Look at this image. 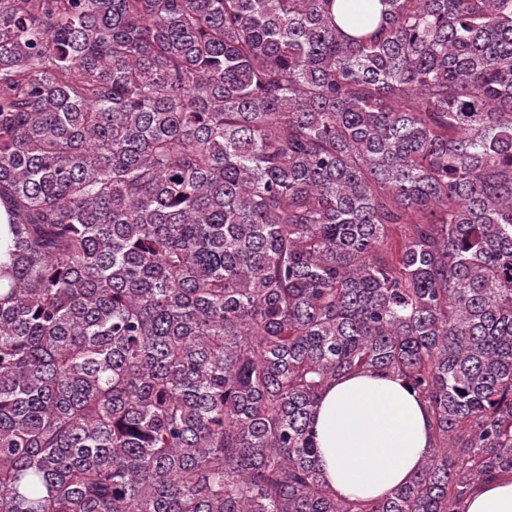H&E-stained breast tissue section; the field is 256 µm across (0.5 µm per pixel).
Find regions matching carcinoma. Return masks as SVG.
Wrapping results in <instances>:
<instances>
[{
  "instance_id": "cac0c4a2",
  "label": "carcinoma",
  "mask_w": 512,
  "mask_h": 512,
  "mask_svg": "<svg viewBox=\"0 0 512 512\" xmlns=\"http://www.w3.org/2000/svg\"><path fill=\"white\" fill-rule=\"evenodd\" d=\"M0 0V512H465L512 475V0ZM402 380L432 448L326 483ZM321 469L342 497L377 499L413 477L432 446L426 406L398 379L350 374L314 418Z\"/></svg>"
}]
</instances>
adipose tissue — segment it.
<instances>
[{
  "mask_svg": "<svg viewBox=\"0 0 512 512\" xmlns=\"http://www.w3.org/2000/svg\"><path fill=\"white\" fill-rule=\"evenodd\" d=\"M314 429L330 486L352 499H377L409 482L432 446L425 404L400 380L371 374H350L329 386ZM466 512H512V477L480 485Z\"/></svg>",
  "mask_w": 512,
  "mask_h": 512,
  "instance_id": "ef3b65f1",
  "label": "adipose tissue"
}]
</instances>
